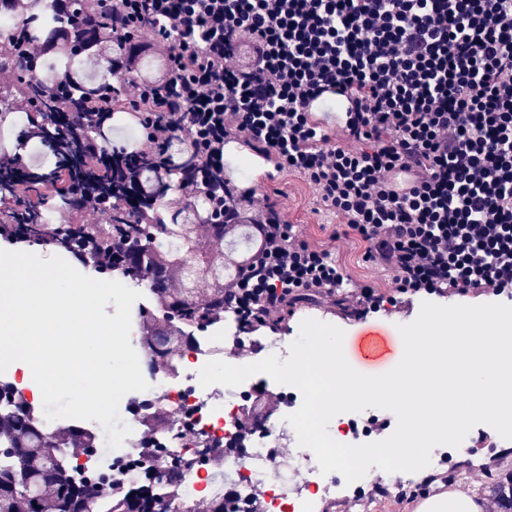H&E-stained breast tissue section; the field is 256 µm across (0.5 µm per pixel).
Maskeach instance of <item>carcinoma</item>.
<instances>
[{
  "instance_id": "cac0c4a2",
  "label": "carcinoma",
  "mask_w": 512,
  "mask_h": 512,
  "mask_svg": "<svg viewBox=\"0 0 512 512\" xmlns=\"http://www.w3.org/2000/svg\"><path fill=\"white\" fill-rule=\"evenodd\" d=\"M73 2L78 22L74 23L72 35L75 42L85 49L92 45L89 35L97 26V18L84 10L81 0ZM31 13L30 21L17 25L12 35V54L19 58L24 55L29 36L46 38L57 25L51 3L47 0H33ZM106 88V81L73 80L61 71L51 78L39 72L28 77L24 84L25 94L47 110L50 109L52 90L71 94L72 109L67 121H56V131L66 137L72 134L80 113L90 106L106 100L117 102L105 92ZM141 205L155 209L153 223H138L140 209L137 207L112 212V223L136 225L134 248L144 251L136 264L123 266L122 274L141 280L146 271H151L148 279L150 288L169 301L167 329L153 328L145 337V343L155 346L159 359L170 367L180 352V327L203 319L196 289L192 288L193 273H207L214 285L213 298L222 305L225 262H218L203 253L194 257L190 268L187 259L167 242L169 230L182 234L184 229L191 227L196 214L212 212L208 196L198 194L189 211L181 214L165 212L158 198H146ZM176 278L181 282L179 288L171 287ZM93 443H99L98 436L80 434L71 429L40 432L26 411L15 402L10 390L0 387V448L9 449L0 458V512H87L90 504L94 512H159L154 492L143 496L130 493L112 501L106 510L101 511L95 497L72 482L68 465L59 463L63 449L86 448Z\"/></svg>"
}]
</instances>
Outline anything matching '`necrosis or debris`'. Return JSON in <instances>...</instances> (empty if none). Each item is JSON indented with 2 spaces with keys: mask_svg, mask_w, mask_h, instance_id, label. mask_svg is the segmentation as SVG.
I'll return each mask as SVG.
<instances>
[{
  "mask_svg": "<svg viewBox=\"0 0 512 512\" xmlns=\"http://www.w3.org/2000/svg\"><path fill=\"white\" fill-rule=\"evenodd\" d=\"M143 302L132 308L131 344L150 385L144 392L126 394L120 403L122 420L132 433L121 448L89 449L71 467L74 478L95 496H123L140 487L159 489L165 503L184 512L197 497L210 498L224 512H368L370 489H397L400 483L380 469H370L353 484L342 474H321L314 454L297 444L286 420L302 401L295 387H277L282 412L268 414L258 399L259 389L272 384L259 374L235 388L202 387L198 372L211 359L242 365L270 354L289 356L286 339L271 327L248 324L232 308L223 316L195 328L187 336L182 358L172 370L154 362L144 342ZM390 413L369 408L341 413L329 424L331 436L345 444L380 441L388 437ZM152 447L151 468L138 460ZM177 469L181 480L169 487L166 474Z\"/></svg>",
  "mask_w": 512,
  "mask_h": 512,
  "instance_id": "obj_1",
  "label": "necrosis or debris"
}]
</instances>
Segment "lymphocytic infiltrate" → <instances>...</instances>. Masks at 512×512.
<instances>
[{"mask_svg":"<svg viewBox=\"0 0 512 512\" xmlns=\"http://www.w3.org/2000/svg\"><path fill=\"white\" fill-rule=\"evenodd\" d=\"M50 41H27L30 64L70 60L69 0ZM102 23L103 53L81 71L111 63L120 104L89 111L79 137L81 172L65 162L34 176L21 156L43 142L36 113L0 157V245L53 243L78 263L119 267L132 227L112 211L92 175L112 158L150 157L131 168L127 195L152 194L181 165L173 212L209 189L225 223L253 224L263 249L224 305L260 325L289 307L335 295L341 274L329 252L290 244L292 228L256 190L226 179L224 145L248 143L277 170L319 187L373 262L399 273L402 293L470 289L512 292V0H85ZM156 64L147 69L144 58ZM333 91L351 100L341 128L314 124L308 103ZM358 150H351V143Z\"/></svg>","mask_w":512,"mask_h":512,"instance_id":"lymphocytic-infiltrate-1","label":"lymphocytic infiltrate"}]
</instances>
